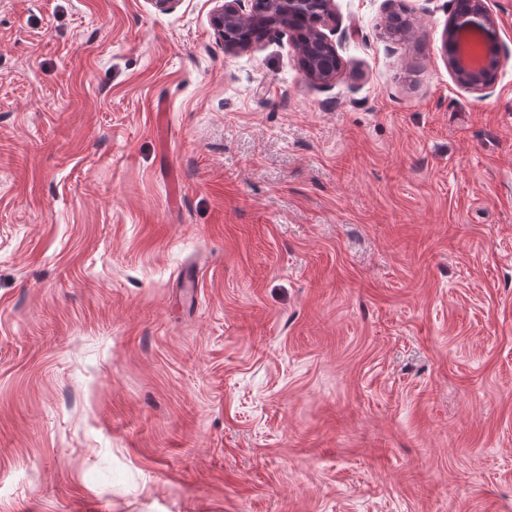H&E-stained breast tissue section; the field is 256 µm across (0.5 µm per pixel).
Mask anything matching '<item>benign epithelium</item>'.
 Here are the masks:
<instances>
[{
  "instance_id": "7a95c632",
  "label": "benign epithelium",
  "mask_w": 512,
  "mask_h": 512,
  "mask_svg": "<svg viewBox=\"0 0 512 512\" xmlns=\"http://www.w3.org/2000/svg\"><path fill=\"white\" fill-rule=\"evenodd\" d=\"M299 17L312 20V32L306 40L299 38L294 27ZM335 18L334 0H224L213 13L212 26L224 41V50L233 53L254 50L261 45L259 41L233 39L234 30L242 24L260 27L268 37L291 33L298 55L309 58L307 78L328 85L336 80L343 67L336 43L322 31ZM496 28V17L487 0H467L464 9L459 8L456 0L453 2L442 40L446 46H463V50L451 53L448 64L457 82L470 92L489 88L501 67Z\"/></svg>"
}]
</instances>
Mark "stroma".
<instances>
[{"instance_id": "stroma-1", "label": "stroma", "mask_w": 512, "mask_h": 512, "mask_svg": "<svg viewBox=\"0 0 512 512\" xmlns=\"http://www.w3.org/2000/svg\"><path fill=\"white\" fill-rule=\"evenodd\" d=\"M335 6L0 0V512H512V0ZM334 0H225L212 16V26L224 41L226 52L254 50L258 42H238L233 39L234 30L241 24H251L263 29L266 36L289 32L294 47L301 58H309L307 78L316 84L328 85L336 80L343 67V59L336 43L322 30L336 18ZM299 17L312 20V32L307 40H301L294 27ZM452 3L442 34L447 56L448 45L458 46L448 59L449 68L463 88L479 93L492 85L502 64L496 17L486 0H468L465 9L457 1Z\"/></svg>"}]
</instances>
